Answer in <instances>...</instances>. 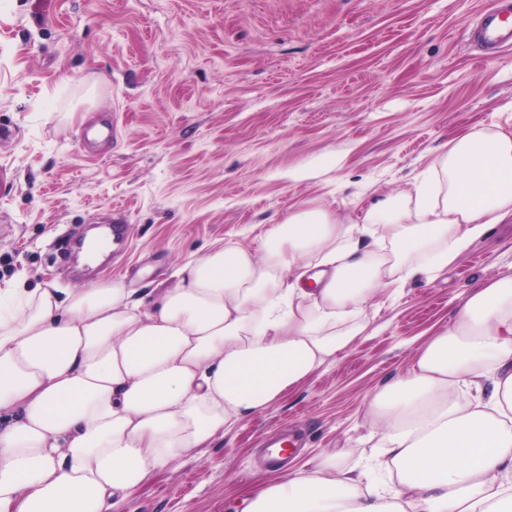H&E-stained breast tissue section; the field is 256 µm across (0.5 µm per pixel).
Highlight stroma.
Instances as JSON below:
<instances>
[{
	"label": "stroma",
	"mask_w": 512,
	"mask_h": 512,
	"mask_svg": "<svg viewBox=\"0 0 512 512\" xmlns=\"http://www.w3.org/2000/svg\"><path fill=\"white\" fill-rule=\"evenodd\" d=\"M499 0H0V268L26 288L170 285L213 243L253 244L309 201L358 215L409 190L450 139L512 123ZM328 155L337 166L321 167ZM315 168L314 177L293 172ZM121 237L94 269L77 242ZM512 271L500 224L437 280L378 294L335 363L146 480L126 512H226L321 451L359 465L370 399ZM297 439L260 465L268 437ZM512 12L490 9L484 13L481 34L488 43L512 40Z\"/></svg>",
	"instance_id": "stroma-1"
}]
</instances>
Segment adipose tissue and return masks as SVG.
I'll use <instances>...</instances> for the list:
<instances>
[{
    "label": "adipose tissue",
    "mask_w": 512,
    "mask_h": 512,
    "mask_svg": "<svg viewBox=\"0 0 512 512\" xmlns=\"http://www.w3.org/2000/svg\"><path fill=\"white\" fill-rule=\"evenodd\" d=\"M512 222V129L454 137L362 217L314 202L137 296L0 285V512H124L153 474L270 408L365 330L373 297L437 279ZM377 466L325 452L243 512H512V274L468 296L376 393Z\"/></svg>",
    "instance_id": "obj_1"
}]
</instances>
